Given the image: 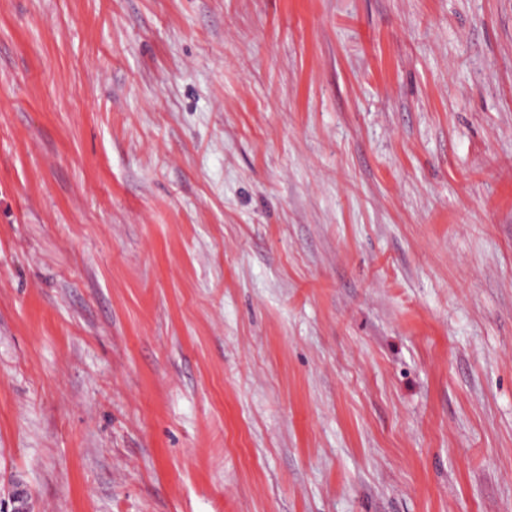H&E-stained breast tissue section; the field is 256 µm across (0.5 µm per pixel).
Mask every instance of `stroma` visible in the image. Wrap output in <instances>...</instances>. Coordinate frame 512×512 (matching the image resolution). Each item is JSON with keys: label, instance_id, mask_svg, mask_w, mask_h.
Returning a JSON list of instances; mask_svg holds the SVG:
<instances>
[{"label": "stroma", "instance_id": "stroma-1", "mask_svg": "<svg viewBox=\"0 0 512 512\" xmlns=\"http://www.w3.org/2000/svg\"><path fill=\"white\" fill-rule=\"evenodd\" d=\"M0 512H512V0H0Z\"/></svg>", "mask_w": 512, "mask_h": 512}]
</instances>
